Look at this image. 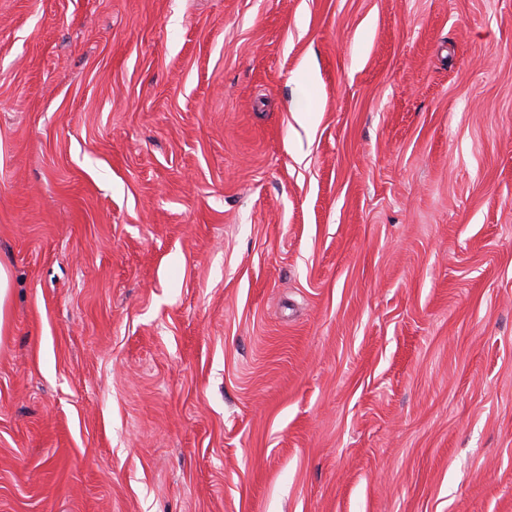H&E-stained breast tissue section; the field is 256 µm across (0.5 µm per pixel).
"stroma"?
I'll use <instances>...</instances> for the list:
<instances>
[{
    "mask_svg": "<svg viewBox=\"0 0 512 512\" xmlns=\"http://www.w3.org/2000/svg\"><path fill=\"white\" fill-rule=\"evenodd\" d=\"M0 512H512V0H0Z\"/></svg>",
    "mask_w": 512,
    "mask_h": 512,
    "instance_id": "35a3bbf8",
    "label": "stroma"
}]
</instances>
